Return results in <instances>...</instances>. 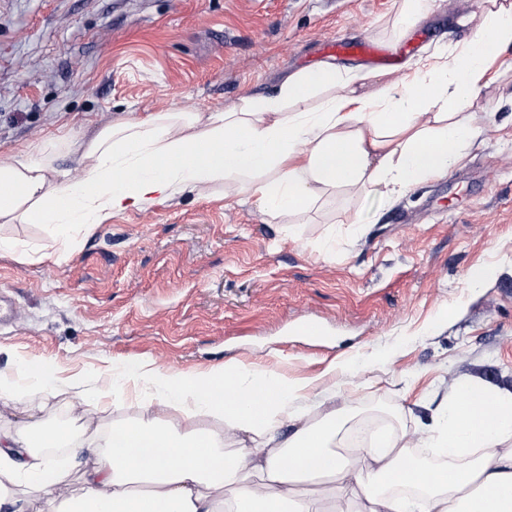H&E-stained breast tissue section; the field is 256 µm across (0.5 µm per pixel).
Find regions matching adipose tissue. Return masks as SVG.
<instances>
[{"label": "adipose tissue", "mask_w": 512, "mask_h": 512, "mask_svg": "<svg viewBox=\"0 0 512 512\" xmlns=\"http://www.w3.org/2000/svg\"><path fill=\"white\" fill-rule=\"evenodd\" d=\"M482 25L447 64L358 93L354 76L326 63L288 75L271 95L233 111L151 112L0 156V223L48 224L56 237L183 192L241 186L260 211L297 214L327 190L393 195L445 175L481 132L471 110L491 62L512 50V0H485ZM313 110L299 104L313 96ZM82 178L54 165L58 147ZM129 382L153 388L138 415L112 425L102 453L70 487L34 448L67 441L36 424L0 430V512L19 472L55 486L38 512H512V390L454 384L432 431L447 457L415 458L413 439L384 433L362 452H336L349 429L321 389L237 362L162 371L136 363ZM202 411L220 429L169 419ZM264 436L242 460L227 437Z\"/></svg>", "instance_id": "ef3b65f1"}]
</instances>
